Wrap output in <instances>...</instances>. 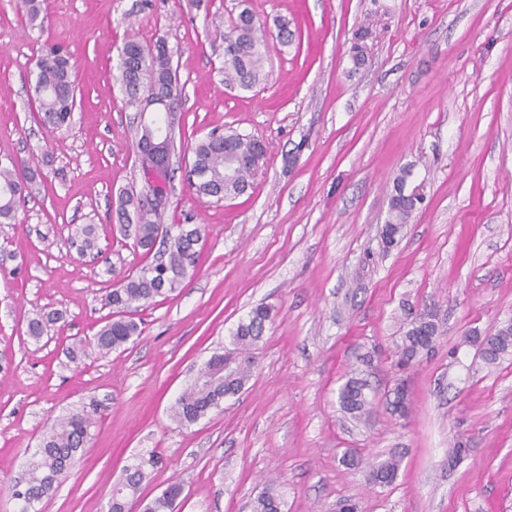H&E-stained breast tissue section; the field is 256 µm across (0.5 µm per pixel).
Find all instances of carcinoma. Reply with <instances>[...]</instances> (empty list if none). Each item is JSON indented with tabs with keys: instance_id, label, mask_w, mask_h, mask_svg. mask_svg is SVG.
Instances as JSON below:
<instances>
[{
	"instance_id": "obj_1",
	"label": "carcinoma",
	"mask_w": 512,
	"mask_h": 512,
	"mask_svg": "<svg viewBox=\"0 0 512 512\" xmlns=\"http://www.w3.org/2000/svg\"><path fill=\"white\" fill-rule=\"evenodd\" d=\"M32 27L43 28L41 0H19ZM367 31H356L351 44V61L354 68L362 65V44ZM224 82L242 90H251L263 80V61L268 42L263 24L249 10L239 13L231 30L223 35ZM36 79L33 86L38 113L43 125L53 129L67 128L72 124L75 108L76 64L68 49L60 44L47 47L36 60ZM118 81L126 104L137 106L138 91L147 89L157 99L159 124L148 128L135 127V147L164 127L180 125V102L168 101L169 88L178 71L172 64V50L168 42L157 38L143 44L131 38L119 53ZM194 160L190 169L195 181L191 186L199 196L216 201L236 198L251 187L254 175L266 163L265 144L249 135L234 130L213 131L192 147ZM43 179L40 168H28L25 180L17 174V163H0V224L19 223L18 213L25 195L32 193L37 181ZM143 192L123 190L119 193L118 221L124 234L133 236L134 243L142 250L145 262L132 268L120 280L119 287L108 295L113 317L88 341L69 351L70 361L78 364L94 351L109 353L117 350L142 329L133 313L149 306L158 297L166 298L180 288L194 274L200 256L202 240L198 227L185 229L183 224H166L167 208L148 204L149 197L160 187L150 176H145ZM405 177L397 179L390 198L387 220V245L396 243L406 224L416 210L415 200L402 195ZM162 242L166 258L159 262L149 259L156 242ZM269 311L264 307L252 310L248 320L238 324L233 335L235 349L212 355L194 382L175 402L172 417L183 426L196 423L207 412L219 406L226 395L238 393L247 382L253 365L252 349L262 339ZM439 324L434 316L426 320H410L407 330L395 347L394 367L404 373L419 359L434 349ZM479 353L487 366L498 364L512 355V324L509 323L479 340ZM369 383L361 374L352 375L339 391V403L344 413L361 419L369 413ZM97 408L82 409L55 419L44 430L33 458L28 465L24 481L27 497L20 502L19 512H38L36 505L50 491L59 486L61 476L75 464L78 456L89 444L91 429L97 424ZM402 453L392 452L388 458L372 468V482L388 485L397 476ZM155 464L154 457L142 459L124 470V476L112 486L107 502V512H125L126 501L137 495L145 478L144 467ZM182 493L178 482L170 484L163 493L146 504L145 512H169ZM253 512H281L279 496L272 488L260 493L254 500Z\"/></svg>"
}]
</instances>
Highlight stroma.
<instances>
[{"label": "stroma", "mask_w": 512, "mask_h": 512, "mask_svg": "<svg viewBox=\"0 0 512 512\" xmlns=\"http://www.w3.org/2000/svg\"><path fill=\"white\" fill-rule=\"evenodd\" d=\"M30 29L0 0V159L40 166L46 183L15 224H0V512L46 426L90 401L93 438L40 512H104L126 466L157 457L126 512L171 482L178 512H252L273 484L283 512H512V356L488 367L477 338L512 322V0H44ZM265 22V77L244 91L221 70L222 36L243 9ZM284 17L294 33L277 39ZM368 31L367 59L350 47ZM166 37L184 86L181 162L166 213L202 226L201 264L138 312L134 342L81 364L107 294L141 262L117 230L121 190L143 172L116 80L128 38ZM78 62L71 128L41 124L32 100L44 43ZM262 140L267 161L245 194L201 198L192 148L211 131ZM424 199L383 250L394 180ZM96 228L83 255L76 227ZM270 319L244 389L197 423L171 408L237 325ZM435 313L441 335L407 373L410 412L390 413L406 310ZM56 310L40 339L30 319ZM373 404L347 418L338 391L363 357ZM465 453L451 461L454 446ZM403 463L387 486L368 463ZM359 466L347 465V458Z\"/></svg>", "instance_id": "obj_1"}]
</instances>
